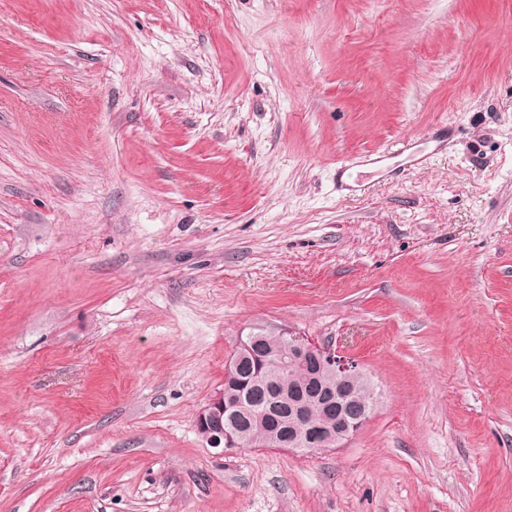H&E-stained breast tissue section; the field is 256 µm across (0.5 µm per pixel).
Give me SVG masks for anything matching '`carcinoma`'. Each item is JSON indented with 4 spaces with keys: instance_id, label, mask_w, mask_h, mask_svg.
I'll use <instances>...</instances> for the list:
<instances>
[{
    "instance_id": "obj_1",
    "label": "carcinoma",
    "mask_w": 512,
    "mask_h": 512,
    "mask_svg": "<svg viewBox=\"0 0 512 512\" xmlns=\"http://www.w3.org/2000/svg\"><path fill=\"white\" fill-rule=\"evenodd\" d=\"M256 348L260 361L259 377L254 379L255 365H245L239 382L231 393L241 402V412L224 428L233 432L238 447L264 446L278 435H293L295 447L306 453L310 448L336 447V407L332 396L341 390L333 375L319 372L310 375L300 362H286L287 334L258 328ZM295 393L310 409L312 431L294 430L290 414L289 393Z\"/></svg>"
}]
</instances>
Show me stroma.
<instances>
[{
    "mask_svg": "<svg viewBox=\"0 0 512 512\" xmlns=\"http://www.w3.org/2000/svg\"><path fill=\"white\" fill-rule=\"evenodd\" d=\"M257 327L348 441L197 433ZM0 512H512V0H0Z\"/></svg>",
    "mask_w": 512,
    "mask_h": 512,
    "instance_id": "35a3bbf8",
    "label": "stroma"
}]
</instances>
